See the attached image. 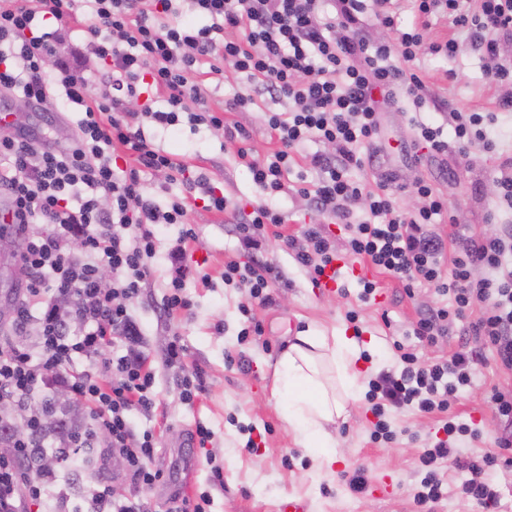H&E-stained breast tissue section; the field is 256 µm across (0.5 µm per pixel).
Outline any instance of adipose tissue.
Returning a JSON list of instances; mask_svg holds the SVG:
<instances>
[{
  "mask_svg": "<svg viewBox=\"0 0 512 512\" xmlns=\"http://www.w3.org/2000/svg\"><path fill=\"white\" fill-rule=\"evenodd\" d=\"M353 339L336 331H302L280 358L274 393L282 416L302 447L313 449L322 463L336 460L330 425L350 416L358 373Z\"/></svg>",
  "mask_w": 512,
  "mask_h": 512,
  "instance_id": "1",
  "label": "adipose tissue"
}]
</instances>
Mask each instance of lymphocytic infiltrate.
Returning <instances> with one entry per match:
<instances>
[{
    "label": "lymphocytic infiltrate",
    "instance_id": "obj_1",
    "mask_svg": "<svg viewBox=\"0 0 512 512\" xmlns=\"http://www.w3.org/2000/svg\"><path fill=\"white\" fill-rule=\"evenodd\" d=\"M324 0H0V88L43 111L64 104L73 116V134L59 144L51 137L0 128V195L23 249L27 273L15 309L16 329L35 325L36 349L0 344V401L22 406L41 398L53 385L67 387L92 406L89 427L105 434L112 450L124 456V477L135 488L153 486L157 448L151 432L136 434L133 412L150 413L156 405L155 374L139 356L114 357L115 339L136 341L139 330L130 302L154 276L153 259L159 224L181 231L168 253L171 264L164 302L166 314L188 309L183 295L191 270L185 259L195 232L185 199L158 203L146 191V177L175 170L165 151L153 147L145 125L161 128L187 123L223 129L228 140L243 128L224 123L225 112L249 111L263 95L286 102L285 110H264V122L277 137L278 150L258 160L246 150L237 157L249 170L263 201L231 204L210 184L202 187L210 210L237 224L242 252L224 262L225 284L246 289L250 303L271 300L276 277L258 263L271 228L282 224L273 198L288 191L294 150L308 141L332 147V155L313 154L319 179L301 188L312 210L337 218L345 237L335 244L322 225L308 224L300 238H283L296 263L312 283H320L328 266L345 255L375 271L390 274L406 295L415 288L435 289L446 301L421 311L414 336L434 344L453 335L466 320L465 336L474 350L431 363L419 362L413 349L394 342L398 369L369 380L366 399L375 418L373 440L396 435L386 420L388 409L411 408L424 415L442 414L443 436L418 456L422 474L414 493L417 506L439 502L448 492L498 512L500 494L491 470L512 467V390L493 388L489 397L499 420L494 450L465 457L458 438L477 439L474 424L448 418L449 400L472 386L483 350H491L497 368L512 374V225L492 235L452 223L440 229L437 216L448 210L445 198L428 180L411 186L421 205L407 212L394 199L393 176L376 189H365L349 172L362 166V145L379 139L380 105L410 102L415 111L427 104L425 85L415 61L423 52L453 55L455 40L428 39L429 19L449 18L464 29L476 50L489 61L487 77L512 80V61L501 58L500 43L512 39V0H480V8L462 12L460 0H412L417 16L412 28L396 31L395 40H369L365 15L395 29V0H335L325 13ZM204 17L205 25L185 22V13ZM85 19L82 50L60 55L58 46L69 24ZM109 67L107 76L91 80L84 57ZM223 76L245 75L246 91L237 93L224 111L206 105L208 88L197 79L201 68ZM164 94L166 105L155 108ZM460 151L479 147L492 153L496 143L488 129L495 113L452 111ZM365 204L369 217L354 220ZM114 273L111 288L99 285L102 268ZM80 327L70 333L66 320ZM25 429L0 453V512H24L26 500L39 501L55 482L48 475L29 476L23 460ZM451 464L464 478L447 489L439 476Z\"/></svg>",
    "mask_w": 512,
    "mask_h": 512
}]
</instances>
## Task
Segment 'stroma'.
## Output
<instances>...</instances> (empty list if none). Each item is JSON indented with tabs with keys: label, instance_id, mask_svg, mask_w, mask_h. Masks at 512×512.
Here are the masks:
<instances>
[{
	"label": "stroma",
	"instance_id": "obj_1",
	"mask_svg": "<svg viewBox=\"0 0 512 512\" xmlns=\"http://www.w3.org/2000/svg\"><path fill=\"white\" fill-rule=\"evenodd\" d=\"M429 37L437 42L451 38L456 41L452 57L428 55L420 63L427 97L432 101L424 116L443 125L444 136L450 141L447 153L416 156L410 113L386 109L381 114L383 151L360 147L365 163L352 168L350 175L372 188L381 174L396 173L403 189L395 198L406 211L419 204L408 192V185L420 177L427 179L447 199L448 210L458 223L492 234L500 225L512 224V212L496 207L495 183L500 158L512 156V110L500 108L502 99L512 96V83L487 79V60L450 20L431 18ZM1 106L11 109L12 121L41 128L57 140L73 133L68 115L18 107L9 95L0 98ZM453 108L496 113L495 153L477 147L464 154L458 151L452 143L449 111ZM224 118L246 130L243 142L225 140L223 130L204 125L193 128L186 123L173 130L153 127L147 136L177 163L185 165L191 176H204L232 202L260 201L263 195L240 163L237 151L245 148L261 158L278 149L279 144L259 110L228 112ZM328 150V145L318 142L297 148L296 162L288 174L289 192L273 201L284 218L279 226L282 236H300L307 224L331 225L330 217L310 211L297 192L303 183L319 177L310 164L311 154ZM189 220L197 233L188 250L196 264L195 275L186 280L190 309L173 316L164 313L169 267L161 258L155 262L152 281L130 306L142 333L140 350L155 373L158 400L153 413L134 414L133 420L137 431L148 430L155 437L159 481L151 488L134 490L124 477V467L113 466L111 449L98 439L93 443L94 460L89 467L81 469L76 478L60 474L33 512H57L62 496L78 502L102 479L111 480L118 498L139 495L148 512H181L183 497L204 491L211 496L209 512H279L281 503L291 497L306 499L309 512H417L413 502L414 488L421 479L417 456L434 437L440 425L438 416L407 409L393 412L392 419L401 430L397 441L374 443L369 438L373 415L366 400H359L352 418L334 428L336 462L327 466L310 449L298 444L282 418L280 402L272 389L280 357L297 334L308 328L355 335L359 382L367 384L381 370L396 366L389 336L400 338L411 333L420 311L439 304L440 296L428 287L406 296L401 283L386 273L375 276L385 296L379 305L361 302L358 281L349 276L341 280L342 291L316 293L292 253L282 248L279 239L272 238L258 259L273 266L279 279L271 303L253 310L263 328L262 336L244 343L239 338L243 318L238 307L246 295L224 283V261L239 247L238 231L224 214L206 210L200 199L191 201ZM351 308L359 309V324L346 321L345 313ZM175 339L185 349L179 368L166 361L168 345ZM192 371L199 373L203 391L189 405L181 399L180 382L184 373ZM495 386L512 388V377L498 371L487 350L474 385L452 403L460 421L474 422L481 430L480 439L462 442L469 456H481L494 446L498 426L489 393ZM199 423L213 432L211 441L202 448L191 438ZM214 464L222 467L223 482L211 480L210 467ZM357 467L364 468L372 480L390 475L392 493L385 497L351 493L342 474Z\"/></svg>",
	"mask_w": 512,
	"mask_h": 512
}]
</instances>
